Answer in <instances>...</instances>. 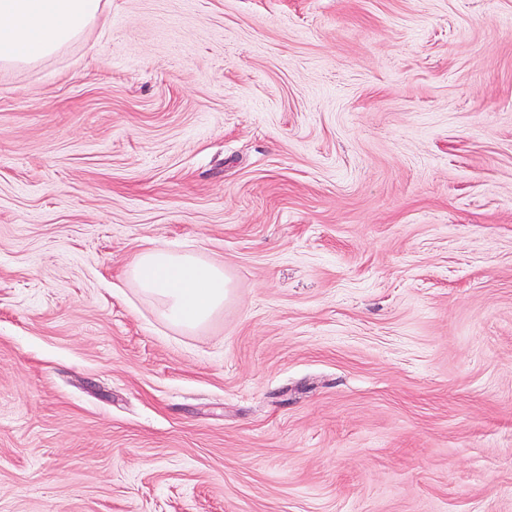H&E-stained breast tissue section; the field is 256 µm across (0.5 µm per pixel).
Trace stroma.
I'll return each instance as SVG.
<instances>
[{"label":"stroma","instance_id":"1","mask_svg":"<svg viewBox=\"0 0 512 512\" xmlns=\"http://www.w3.org/2000/svg\"><path fill=\"white\" fill-rule=\"evenodd\" d=\"M0 512H512V0H112L1 66ZM126 278L160 304L171 325L187 330L206 326L221 312L230 288L223 267L195 253L165 248L139 252Z\"/></svg>","mask_w":512,"mask_h":512}]
</instances>
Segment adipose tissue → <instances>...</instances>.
<instances>
[{"instance_id": "obj_1", "label": "adipose tissue", "mask_w": 512, "mask_h": 512, "mask_svg": "<svg viewBox=\"0 0 512 512\" xmlns=\"http://www.w3.org/2000/svg\"><path fill=\"white\" fill-rule=\"evenodd\" d=\"M105 0H0V63L30 64L78 38L104 15ZM126 278L158 302L173 326H206L224 308L230 281L223 267L200 255L150 248Z\"/></svg>"}]
</instances>
